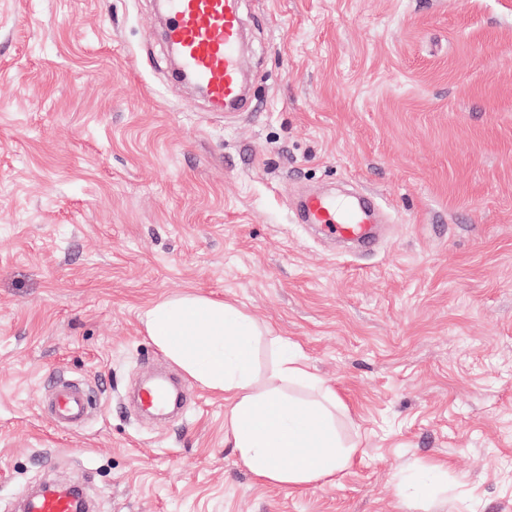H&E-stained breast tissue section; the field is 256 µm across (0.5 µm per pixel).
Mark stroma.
Returning <instances> with one entry per match:
<instances>
[{"mask_svg": "<svg viewBox=\"0 0 512 512\" xmlns=\"http://www.w3.org/2000/svg\"><path fill=\"white\" fill-rule=\"evenodd\" d=\"M252 94L173 76L155 0H0V512L46 479L96 512H512V0H242ZM371 193L377 246L299 224L302 193ZM193 292L265 326L340 399L335 481H263L224 396L144 313ZM182 415L136 414L151 369ZM59 379L94 411L64 429ZM446 464L407 510L401 473Z\"/></svg>", "mask_w": 512, "mask_h": 512, "instance_id": "obj_1", "label": "stroma"}]
</instances>
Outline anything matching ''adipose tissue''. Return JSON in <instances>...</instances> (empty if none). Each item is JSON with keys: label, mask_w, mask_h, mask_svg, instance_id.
Wrapping results in <instances>:
<instances>
[{"label": "adipose tissue", "mask_w": 512, "mask_h": 512, "mask_svg": "<svg viewBox=\"0 0 512 512\" xmlns=\"http://www.w3.org/2000/svg\"><path fill=\"white\" fill-rule=\"evenodd\" d=\"M143 324L172 361L202 386L223 393L229 437L244 466L263 480L302 487L336 476L357 448L336 436L335 392L286 342H277L273 377L257 385L253 367L256 321L234 304L187 294L163 300ZM299 383L316 398L297 399Z\"/></svg>", "instance_id": "obj_1"}]
</instances>
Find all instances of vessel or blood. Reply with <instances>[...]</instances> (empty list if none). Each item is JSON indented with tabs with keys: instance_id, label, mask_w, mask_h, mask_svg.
Instances as JSON below:
<instances>
[{
	"instance_id": "vessel-or-blood-1",
	"label": "vessel or blood",
	"mask_w": 512,
	"mask_h": 512,
	"mask_svg": "<svg viewBox=\"0 0 512 512\" xmlns=\"http://www.w3.org/2000/svg\"><path fill=\"white\" fill-rule=\"evenodd\" d=\"M241 0H159L165 19V38L176 52L178 75L189 78L201 89L214 110L237 112L248 98L243 79L240 47L243 40ZM374 208L363 200L342 206L335 198L310 197L303 206V218L323 225L328 234L371 244ZM50 406L63 424L82 421L89 399L79 385L60 382L52 388ZM22 512H78L67 487L47 483L26 492Z\"/></svg>"
}]
</instances>
